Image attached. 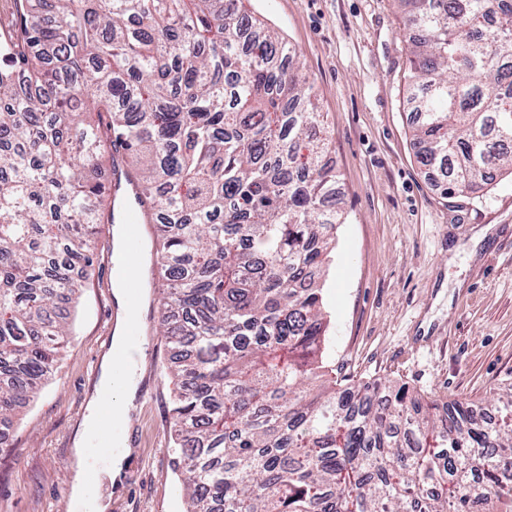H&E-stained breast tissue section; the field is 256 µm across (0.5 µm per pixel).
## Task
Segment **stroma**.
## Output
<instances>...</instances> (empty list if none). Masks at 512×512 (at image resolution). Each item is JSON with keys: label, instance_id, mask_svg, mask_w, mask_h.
Here are the masks:
<instances>
[{"label": "stroma", "instance_id": "35a3bbf8", "mask_svg": "<svg viewBox=\"0 0 512 512\" xmlns=\"http://www.w3.org/2000/svg\"><path fill=\"white\" fill-rule=\"evenodd\" d=\"M245 7L297 50L331 131L346 221L323 289L329 365L340 377H388L419 395L477 405L512 387V177L447 199L418 163L396 0ZM139 315L135 409L113 424L129 448L118 487L106 476L111 450L88 456L109 512H183L169 441L170 352L154 288ZM117 317L103 262L80 298L60 369L23 410L0 456V512H89L88 498L71 494L73 448Z\"/></svg>", "mask_w": 512, "mask_h": 512}]
</instances>
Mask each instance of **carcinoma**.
<instances>
[{"label": "carcinoma", "instance_id": "obj_1", "mask_svg": "<svg viewBox=\"0 0 512 512\" xmlns=\"http://www.w3.org/2000/svg\"><path fill=\"white\" fill-rule=\"evenodd\" d=\"M0 44V454L53 379L112 191L156 216L184 512H512V390L475 406L324 362L342 210L296 50L243 0H12ZM418 162L512 171V0H397ZM119 154L126 176L102 182Z\"/></svg>", "mask_w": 512, "mask_h": 512}]
</instances>
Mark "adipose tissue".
Masks as SVG:
<instances>
[{
  "instance_id": "obj_1",
  "label": "adipose tissue",
  "mask_w": 512,
  "mask_h": 512,
  "mask_svg": "<svg viewBox=\"0 0 512 512\" xmlns=\"http://www.w3.org/2000/svg\"><path fill=\"white\" fill-rule=\"evenodd\" d=\"M125 351V338L122 326H115L108 353L102 360L97 390L99 396L107 392L111 395L109 404H102L99 396L88 404V414L84 419L80 439L75 449L76 473L73 492L77 495L86 494L91 469L85 460V448L96 441L100 432L104 414H111L116 419H126L131 411L138 386V376L134 370L122 367Z\"/></svg>"
}]
</instances>
